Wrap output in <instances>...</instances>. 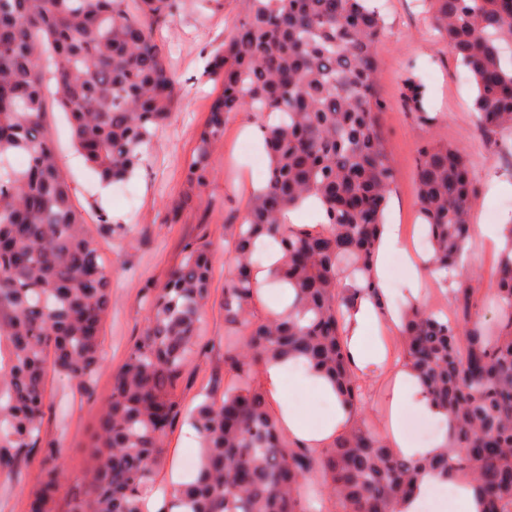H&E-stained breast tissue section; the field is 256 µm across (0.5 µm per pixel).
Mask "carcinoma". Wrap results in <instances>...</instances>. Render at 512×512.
<instances>
[{
    "label": "carcinoma",
    "instance_id": "cac0c4a2",
    "mask_svg": "<svg viewBox=\"0 0 512 512\" xmlns=\"http://www.w3.org/2000/svg\"><path fill=\"white\" fill-rule=\"evenodd\" d=\"M211 74L223 83L185 168L204 185L211 148L232 112L279 114L264 127L265 183L233 226L232 274L224 285V367L237 384L211 392L191 423L200 439L193 478L166 512H393L427 470L472 482L484 512H512V224L493 288L496 318L483 321L461 257L478 196L473 160L447 144L419 149L415 181L428 229L426 264L448 283L453 317L415 301L404 311L403 358L445 411L448 443L413 462L364 424L313 451L290 441L254 381L268 362L303 357L358 410L344 314L380 296L374 266L396 178L378 121L377 47L385 21L370 0H247ZM441 40L474 86L477 133L512 129V0H427ZM188 0H0V475L40 449L27 512H52L63 472L43 443L48 369L87 389L101 367V327L111 272L74 203L44 114L69 118L77 152L105 183L127 181L173 110L175 80L151 24L174 21ZM407 101L425 124L424 85ZM28 164L9 170L13 156ZM321 229L288 224L310 198ZM279 246L274 278L293 289L288 311L256 314V242ZM214 248L185 245L162 288L142 296L146 326L112 377L98 421L88 487L70 512H144L142 487L163 462V439L182 417L177 395L210 301Z\"/></svg>",
    "mask_w": 512,
    "mask_h": 512
}]
</instances>
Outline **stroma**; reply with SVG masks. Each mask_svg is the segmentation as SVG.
Listing matches in <instances>:
<instances>
[{"label":"stroma","mask_w":512,"mask_h":512,"mask_svg":"<svg viewBox=\"0 0 512 512\" xmlns=\"http://www.w3.org/2000/svg\"><path fill=\"white\" fill-rule=\"evenodd\" d=\"M386 33L377 53V95L384 108L379 115L396 180L387 221L399 225L404 237L424 234L418 215L414 169L420 146L437 141L469 155L475 162L480 194L473 206L474 224L512 222V134L499 133L476 141L471 115V85L447 46L439 41L432 12L424 0H386ZM246 0H207L203 11H187L180 19L154 28V37L176 81L173 117L160 128L147 160L130 183L137 191L135 208H128L115 186H103L70 146L62 113L47 115V126L58 142L61 163L73 188L74 202L88 216L104 260L112 272V301L101 331L102 366L90 392H80L57 372L47 375L46 408L41 435L60 445L64 468L56 512H70L74 496L85 489V476L94 465L90 444L98 419L112 392V375L127 349L145 327L141 297L148 288L165 285L181 260L185 245L207 234L218 253L212 269L211 301L203 314L202 332L177 394L186 410H194L210 392L214 377L232 384L224 372V312L220 303L231 271L222 251L231 225L241 223L251 192L261 186L252 161L263 158L259 129L264 115L231 114L224 135L212 149L211 175L204 186L187 190L182 167L197 144L221 86L210 76L209 63L222 49L233 23L244 16ZM419 77L436 118L433 126L420 123L404 102L406 80ZM194 202L183 206L185 192ZM128 225L127 234L108 235L99 227L100 216ZM470 281L478 299L484 300L497 275L498 251L479 240L469 245ZM165 462L154 472L152 491L170 488L174 471L192 462L198 443L193 430L178 422L164 440ZM39 453H32L22 468L21 482L0 476V512H26L29 492L39 472Z\"/></svg>","instance_id":"obj_1"}]
</instances>
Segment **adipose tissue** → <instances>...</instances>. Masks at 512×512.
<instances>
[{"mask_svg":"<svg viewBox=\"0 0 512 512\" xmlns=\"http://www.w3.org/2000/svg\"><path fill=\"white\" fill-rule=\"evenodd\" d=\"M377 320V305L369 298L359 300L348 316L345 340L352 370L361 380L379 374L392 377L390 412L383 422L387 441L390 447L410 460L428 459L444 447L446 437L440 434L424 443L410 441L405 410L413 407L437 420L444 419L445 414L427 399L419 379L407 363L387 352L383 345L370 341L369 333L375 328ZM288 375L294 376L303 387L321 394L334 405L335 410L325 426L312 429L305 425L301 401L287 394L284 389V378ZM262 384L280 414L283 430L298 445L315 450L324 449L354 424L353 412L339 406L332 381L303 363L282 359L269 362L262 373ZM435 486L447 488L451 512H483V501L467 479L432 472L422 476L412 496L396 504L395 512H420L424 498Z\"/></svg>","mask_w":512,"mask_h":512,"instance_id":"adipose-tissue-1","label":"adipose tissue"}]
</instances>
